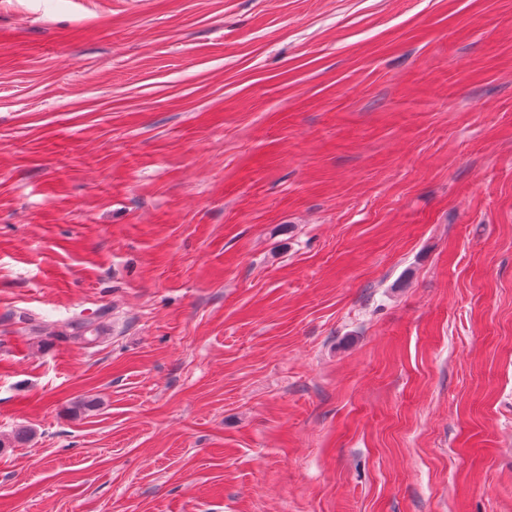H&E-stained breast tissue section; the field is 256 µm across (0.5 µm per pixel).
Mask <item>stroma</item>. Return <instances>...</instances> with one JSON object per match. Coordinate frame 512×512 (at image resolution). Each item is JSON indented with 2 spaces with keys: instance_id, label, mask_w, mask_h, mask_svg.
Returning a JSON list of instances; mask_svg holds the SVG:
<instances>
[{
  "instance_id": "obj_1",
  "label": "stroma",
  "mask_w": 512,
  "mask_h": 512,
  "mask_svg": "<svg viewBox=\"0 0 512 512\" xmlns=\"http://www.w3.org/2000/svg\"><path fill=\"white\" fill-rule=\"evenodd\" d=\"M18 428L0 512H512V0H0ZM59 333L58 337L74 343L92 344L102 338L100 322L95 324L83 318H74L66 322Z\"/></svg>"
}]
</instances>
